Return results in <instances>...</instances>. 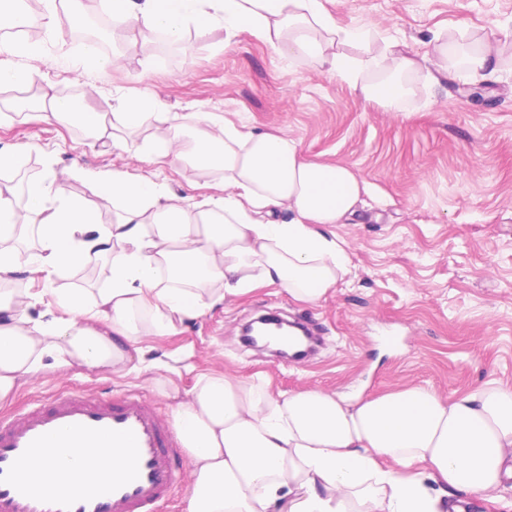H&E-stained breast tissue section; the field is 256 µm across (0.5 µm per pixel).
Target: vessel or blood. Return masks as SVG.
I'll use <instances>...</instances> for the list:
<instances>
[{"label": "vessel or blood", "mask_w": 512, "mask_h": 512, "mask_svg": "<svg viewBox=\"0 0 512 512\" xmlns=\"http://www.w3.org/2000/svg\"><path fill=\"white\" fill-rule=\"evenodd\" d=\"M112 441L127 466L111 482L89 477L47 491L29 477L33 464L75 467L74 449ZM180 442L166 418L137 393L109 398L62 391L26 412L0 418V512H151L174 492Z\"/></svg>", "instance_id": "vessel-or-blood-1"}]
</instances>
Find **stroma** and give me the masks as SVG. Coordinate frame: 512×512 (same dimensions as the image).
Segmentation results:
<instances>
[{
    "label": "stroma",
    "instance_id": "1",
    "mask_svg": "<svg viewBox=\"0 0 512 512\" xmlns=\"http://www.w3.org/2000/svg\"><path fill=\"white\" fill-rule=\"evenodd\" d=\"M342 25L369 26L371 50L394 39L415 54L433 52V38L458 47H491L492 73L408 75L393 106L305 58L290 59L242 31L200 35L188 28L167 58L148 47L100 73L80 62L81 43L40 35L42 53L25 59L52 95L91 89L89 105L111 111L115 98L151 95L169 121L191 112H219L252 132L281 134L313 160L351 169L367 185L358 215L333 225L349 271L325 298L295 301L264 286L176 322L164 336L145 338L144 360H161L181 386L210 371L264 376L274 391L306 388L346 399L415 386L441 398L486 383L512 390V0H323ZM69 58V67H53ZM159 131L122 132L125 146L94 141L76 124L32 121L28 110L0 102V147L27 150L38 177L97 206L95 176H150L182 196L191 184L220 193L212 175L190 165L159 167L140 148ZM88 175H72V165ZM312 324L321 337L301 360H281L245 346L244 324L262 314ZM129 374L73 366L28 379L0 414L21 410L69 388L118 396L136 392L164 416L171 401Z\"/></svg>",
    "mask_w": 512,
    "mask_h": 512
}]
</instances>
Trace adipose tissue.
Masks as SVG:
<instances>
[{
  "instance_id": "1",
  "label": "adipose tissue",
  "mask_w": 512,
  "mask_h": 512,
  "mask_svg": "<svg viewBox=\"0 0 512 512\" xmlns=\"http://www.w3.org/2000/svg\"><path fill=\"white\" fill-rule=\"evenodd\" d=\"M135 48L142 35L165 31L179 41L187 28L249 31L280 53L311 59L349 82L368 71L363 87L389 106L404 93L403 74L425 58L386 42L379 54H356L374 37L345 27L322 0H101ZM34 43L0 41V86H32L37 72L19 65ZM150 96L118 99L115 113L82 107L95 139L111 126L163 123ZM157 164H189L224 177L215 196L169 193L163 182L120 173L98 183L99 198L118 205L114 223L47 179L28 182L26 226L38 248L21 244L13 199L0 191V281L20 273L50 283L60 272L107 261L111 285L96 295L57 298L61 316L33 319L29 290L0 294V402L18 381L45 364L125 373L135 368L148 336L170 332L225 296L260 286L285 288L315 303L347 271L342 242L330 233L356 213L365 184L347 167L303 156L288 137L245 132L222 114L197 112L191 124L165 125L149 155ZM285 222L272 221L277 211ZM173 402V420L191 466L188 512H464L469 496L499 502L512 477V392L488 384L453 401L423 387L348 401L319 389L275 395L259 376L199 374L181 389L156 378ZM82 468L42 465L31 479L48 491L79 485L86 473L110 480L125 463L111 443L79 449Z\"/></svg>"
}]
</instances>
